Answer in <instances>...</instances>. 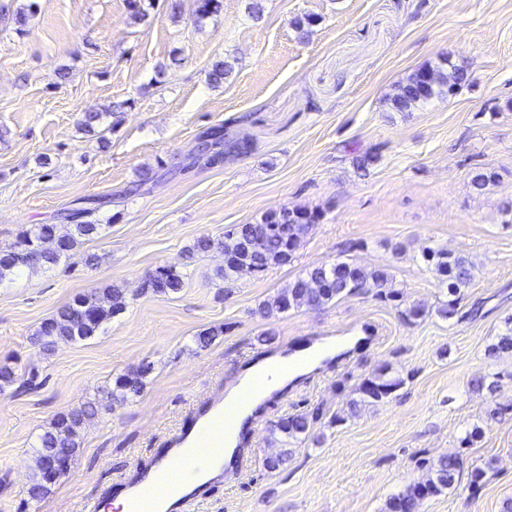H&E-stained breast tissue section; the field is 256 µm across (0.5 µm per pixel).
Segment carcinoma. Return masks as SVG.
<instances>
[{"label": "carcinoma", "instance_id": "cac0c4a2", "mask_svg": "<svg viewBox=\"0 0 512 512\" xmlns=\"http://www.w3.org/2000/svg\"><path fill=\"white\" fill-rule=\"evenodd\" d=\"M231 72V65L218 61L208 73L209 82L218 87ZM466 83L463 66L448 59L421 66L399 81L388 95L387 104L393 112H413L434 99H449ZM255 123L254 113L243 112L203 131L196 140L194 159L210 166L251 153L253 142L242 129ZM100 203L86 199L58 215L62 225L35 224L23 230L17 242L8 250H0V284L14 281L27 271H51L61 263L79 254L82 245L98 236L102 229L96 212ZM321 213L306 207H284L269 211L254 224H233L224 236L212 239L197 238L188 249L190 253H204L217 249L224 253V267L220 276L229 281L243 270L262 274L275 266L291 262L300 244L320 223ZM423 260L439 276L448 290V301L440 313L451 316L462 292L475 278V265L468 256L447 249H429ZM186 278L184 265L165 264L156 267L144 279L141 293L170 295L183 288ZM360 292L370 293L386 301L396 302L401 292L392 288L387 273L367 268L347 255L329 264L306 269L288 282L274 299L263 305V313H284L300 308H321ZM126 290L118 285L95 288L74 296L50 318L44 320L33 340L50 351L60 343L87 341L101 331L104 324L126 310ZM487 355L497 361L512 359V315L503 320V328L487 346ZM151 371L147 363L115 377L101 389V397L89 400L79 407L56 413L48 426L31 442L34 469L30 495L39 499L50 490L70 468L82 443V433L98 415L102 403L124 402L138 396L144 380ZM404 378L390 375L382 369L364 378L355 389L358 398L348 402L347 412L338 414L333 423L341 426L366 407H374L392 397L403 385ZM501 387V373L472 380L473 391H487L494 395ZM512 413V402L493 403L488 407L483 424L471 427L461 444L471 448L479 443L485 430L505 415ZM319 414L301 412L286 414L270 428L279 451L267 458L266 466L277 469L293 454L292 446L310 436ZM425 479L391 496L386 512H419L421 502L438 496L454 487L465 471L463 455L453 454L425 461Z\"/></svg>", "mask_w": 512, "mask_h": 512}]
</instances>
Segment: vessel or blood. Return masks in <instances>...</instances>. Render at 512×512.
I'll return each instance as SVG.
<instances>
[{
  "label": "vessel or blood",
  "mask_w": 512,
  "mask_h": 512,
  "mask_svg": "<svg viewBox=\"0 0 512 512\" xmlns=\"http://www.w3.org/2000/svg\"><path fill=\"white\" fill-rule=\"evenodd\" d=\"M265 361V355H255L232 394L222 393L202 402L189 424L169 440L166 449L148 465L108 487L104 497L94 503V512H110L117 500L131 506L139 503L144 493L174 468L180 469L181 479L156 501L153 512H187L191 504L202 499L209 488L223 480L226 459L238 454L237 449L225 447V432L255 423L251 397L262 394L268 385ZM205 438L210 439L211 450L206 457L207 472L200 476L192 469L193 453Z\"/></svg>",
  "instance_id": "1"
}]
</instances>
